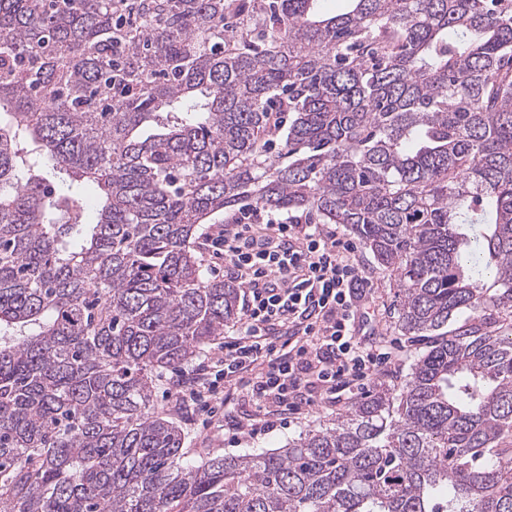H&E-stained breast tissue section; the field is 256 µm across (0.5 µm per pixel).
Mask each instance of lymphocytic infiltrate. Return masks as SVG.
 Instances as JSON below:
<instances>
[{"mask_svg": "<svg viewBox=\"0 0 512 512\" xmlns=\"http://www.w3.org/2000/svg\"><path fill=\"white\" fill-rule=\"evenodd\" d=\"M204 238L210 269L243 290L242 330L225 337L220 355L173 377L177 412L214 416L233 388L255 405L249 432L257 435L288 414L367 394L373 375L395 360L368 336L373 280L340 231L280 219L212 224Z\"/></svg>", "mask_w": 512, "mask_h": 512, "instance_id": "1", "label": "lymphocytic infiltrate"}]
</instances>
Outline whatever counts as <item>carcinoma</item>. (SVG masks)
I'll list each match as a JSON object with an SVG mask.
<instances>
[{
  "instance_id": "carcinoma-1",
  "label": "carcinoma",
  "mask_w": 512,
  "mask_h": 512,
  "mask_svg": "<svg viewBox=\"0 0 512 512\" xmlns=\"http://www.w3.org/2000/svg\"><path fill=\"white\" fill-rule=\"evenodd\" d=\"M344 2L0 0V512H512V0ZM253 206L349 227L421 352L196 459L155 392L238 318L194 243Z\"/></svg>"
}]
</instances>
